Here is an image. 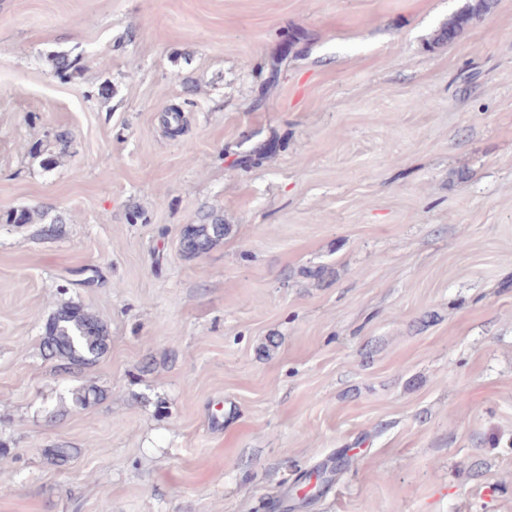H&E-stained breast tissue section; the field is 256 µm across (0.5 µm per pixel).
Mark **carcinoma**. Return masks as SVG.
I'll use <instances>...</instances> for the list:
<instances>
[{
  "instance_id": "cac0c4a2",
  "label": "carcinoma",
  "mask_w": 512,
  "mask_h": 512,
  "mask_svg": "<svg viewBox=\"0 0 512 512\" xmlns=\"http://www.w3.org/2000/svg\"><path fill=\"white\" fill-rule=\"evenodd\" d=\"M494 6L493 0H473L461 13L448 19L436 34V43L452 41L465 27L480 21ZM81 57L67 53L52 58V69L56 77L66 79L79 69ZM34 213L18 209L0 216L6 224H29ZM229 225L221 215L210 214L206 222L187 224L180 239V250L186 258H197L207 253L224 239ZM42 351L46 359L54 363L61 373H71L81 367L95 363L109 347V332L106 324L92 312L74 304L56 306L43 327ZM103 399V392L94 385H85L72 392V403L84 409ZM77 454V449L54 446L45 449L47 458L57 466H66Z\"/></svg>"
}]
</instances>
